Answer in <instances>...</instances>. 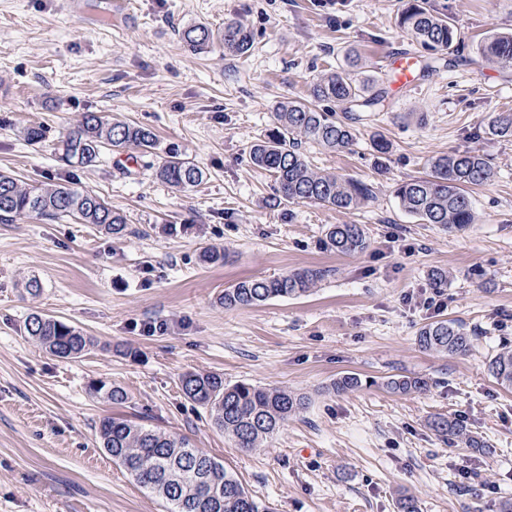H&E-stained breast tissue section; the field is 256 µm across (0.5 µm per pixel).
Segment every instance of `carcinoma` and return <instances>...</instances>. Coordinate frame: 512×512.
Here are the masks:
<instances>
[{"label":"carcinoma","mask_w":512,"mask_h":512,"mask_svg":"<svg viewBox=\"0 0 512 512\" xmlns=\"http://www.w3.org/2000/svg\"><path fill=\"white\" fill-rule=\"evenodd\" d=\"M397 22L427 52L428 70L434 69L441 56L462 47L451 19L427 7L424 0H407ZM181 38L194 50L207 49L217 41L233 55H244L253 47L252 32L234 20L225 22L224 31L217 35L198 24L183 30ZM478 55L487 65L512 67V34L490 35L478 46ZM311 97V102L287 99L277 104L274 126L253 146L250 161L272 174L279 200L355 210L373 198V185L313 169L301 145L313 141L332 151L352 145L356 138L354 123L360 120V113L374 112L383 105V91L368 92L340 69L321 76L312 87ZM320 102L337 104L341 116L319 108ZM488 129L496 137L512 138V111L496 113ZM154 146L150 129L86 112L62 137L60 160L67 166L87 168L96 165L104 148L116 153H147ZM428 168L426 176L396 186L394 193L402 210L425 224H438L450 231L475 223L474 203L467 189L490 181L493 171L487 159L472 150L442 153L428 161ZM157 176L179 190L195 187L204 178L203 171L182 159L175 148L169 149L168 160L158 167ZM23 215L49 220L73 217L115 236L127 229L124 215L92 192L57 183L24 185L0 174V222L7 224ZM326 238L336 252L344 255L367 248L361 224H334ZM323 277L321 270L303 269L272 278L245 279L224 289L221 303L227 308L248 307L277 298L300 297ZM26 329L36 343L60 358H76L94 345L91 337L46 314H31ZM417 340L426 351L465 356L475 336L474 331L454 320H438L421 327ZM487 369L500 385L512 388V345H500L488 360ZM387 386L394 392H420L428 388L429 381L401 375L390 378ZM181 388L187 398L209 408L214 424L245 450L262 447L306 405V397L285 389L244 381L230 384L224 382L223 375L211 372L184 374ZM90 391L114 404L127 400L123 389L103 382L91 385ZM429 426L448 443L488 451L484 442L457 419L436 416ZM97 433L101 448L112 461L141 487L162 497L168 512H271L224 468V463L193 447L186 438L112 417L99 422Z\"/></svg>","instance_id":"obj_1"}]
</instances>
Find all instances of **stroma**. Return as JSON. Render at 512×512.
<instances>
[{
  "mask_svg": "<svg viewBox=\"0 0 512 512\" xmlns=\"http://www.w3.org/2000/svg\"><path fill=\"white\" fill-rule=\"evenodd\" d=\"M61 2L0 0V173L93 191L127 231L33 216L0 223V512H166L100 447L108 416L189 439L274 512H398L402 494L419 512H501L512 502V390L487 361L512 341V140L490 135L488 122L512 110V67L482 64L475 49L512 33V0H428L457 26L467 61L418 70L403 89L390 61L421 54L397 24L407 0H125L107 21L96 15L104 0H85L84 15ZM229 20L252 30L248 54L194 52L181 39L189 25L217 33ZM351 56L353 79L385 91L383 108L364 113L349 148L302 150L313 168L373 184L374 198L355 211L277 202L252 145L278 102L309 99L312 83ZM87 112L148 127L155 148L64 165L59 138ZM38 125L45 141L28 143ZM378 137L386 153L374 150ZM172 147L203 171L200 185L179 191L157 178ZM453 150L483 154L494 172L472 191L477 223L460 231L408 216L394 194ZM332 224L363 225L368 248L336 253ZM209 245L224 249V263L201 261ZM304 268L325 273L308 295L220 302L240 280ZM434 268L449 282L429 310L417 298ZM32 278L42 284L35 297ZM34 312L77 327L93 347L76 359L50 354L27 334ZM443 319L476 332L469 354L418 346V330ZM188 372L310 403L246 451L185 397ZM347 373L364 386L334 392ZM394 375L430 387L395 393L385 386ZM99 381L127 401L92 396ZM436 415L463 420L487 452L449 446L428 426Z\"/></svg>",
  "mask_w": 512,
  "mask_h": 512,
  "instance_id": "stroma-1",
  "label": "stroma"
}]
</instances>
